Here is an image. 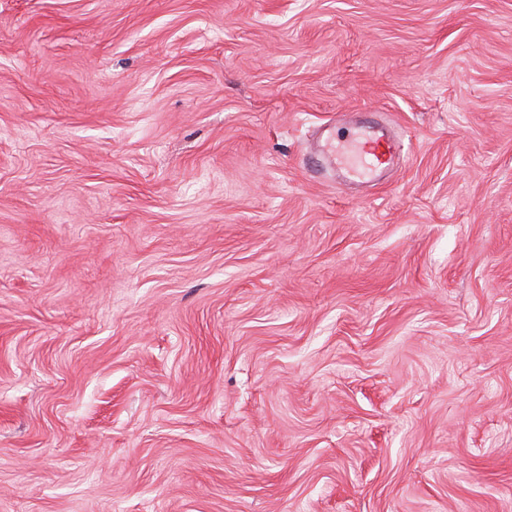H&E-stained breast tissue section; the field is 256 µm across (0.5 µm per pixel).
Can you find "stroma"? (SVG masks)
I'll return each instance as SVG.
<instances>
[{
	"mask_svg": "<svg viewBox=\"0 0 512 512\" xmlns=\"http://www.w3.org/2000/svg\"><path fill=\"white\" fill-rule=\"evenodd\" d=\"M0 512H512V0H0Z\"/></svg>",
	"mask_w": 512,
	"mask_h": 512,
	"instance_id": "1",
	"label": "stroma"
}]
</instances>
